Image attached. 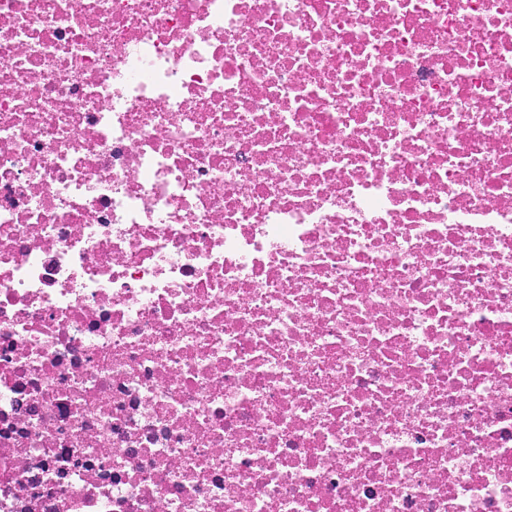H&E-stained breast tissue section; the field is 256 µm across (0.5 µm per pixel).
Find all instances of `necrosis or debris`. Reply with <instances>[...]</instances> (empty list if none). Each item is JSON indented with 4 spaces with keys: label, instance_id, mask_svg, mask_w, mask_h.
Masks as SVG:
<instances>
[{
    "label": "necrosis or debris",
    "instance_id": "obj_1",
    "mask_svg": "<svg viewBox=\"0 0 512 512\" xmlns=\"http://www.w3.org/2000/svg\"><path fill=\"white\" fill-rule=\"evenodd\" d=\"M0 512H512V0H0Z\"/></svg>",
    "mask_w": 512,
    "mask_h": 512
}]
</instances>
